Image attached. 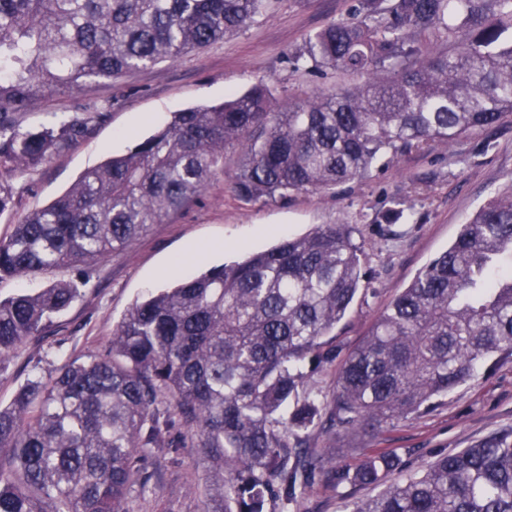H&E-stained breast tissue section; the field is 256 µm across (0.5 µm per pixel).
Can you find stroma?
Returning a JSON list of instances; mask_svg holds the SVG:
<instances>
[{"mask_svg":"<svg viewBox=\"0 0 512 512\" xmlns=\"http://www.w3.org/2000/svg\"><path fill=\"white\" fill-rule=\"evenodd\" d=\"M357 0H272L243 30L175 61L88 82L68 93L49 94L19 113L20 129L47 126L53 113L96 114L89 133L65 146L37 170L0 171V186L14 188L0 213V238L35 209L51 203L88 168L126 153L183 109L222 102L257 83L271 91L279 109L359 84V76L323 67L297 70L289 58L324 26L353 17ZM237 149L224 152V167L202 195L127 248L88 268L58 267L27 277L0 279V297L33 293L66 281L80 294L42 335L26 339L0 365V404L8 405L29 378L46 376L66 360L109 351L112 331L127 310L148 293L172 286L207 268L246 253L271 248L285 236L302 235L320 224H349L363 241L367 277L348 316L336 328V343L350 351L431 259L447 249L461 224L491 196L512 183V116L476 131L458 145L432 142L395 157L384 156L364 178L336 189L295 193L285 199L240 200L232 190ZM408 222L381 220L395 203ZM209 250L194 257V247ZM512 429V360H486L467 383L432 410L385 428L374 438L342 429H314L310 453L323 471L298 489L294 501L275 496L273 512H351L370 488L333 485L331 470L355 467L365 448H388L400 459L401 474L424 469L439 453L470 447ZM212 481L192 448H154L143 458L128 512H201Z\"/></svg>","mask_w":512,"mask_h":512,"instance_id":"1","label":"stroma"}]
</instances>
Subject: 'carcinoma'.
I'll return each mask as SVG.
<instances>
[{"label": "carcinoma", "mask_w": 512, "mask_h": 512, "mask_svg": "<svg viewBox=\"0 0 512 512\" xmlns=\"http://www.w3.org/2000/svg\"><path fill=\"white\" fill-rule=\"evenodd\" d=\"M265 0H0V168L35 170L83 138L96 113L53 115L21 131L16 115L64 93L174 61L243 29ZM454 46L428 53L416 38ZM298 69L364 78L276 111L263 84L178 112L124 155L82 173L0 238V277L89 266L179 212L238 148L245 201L322 192L385 155L453 145L512 115V0H358L350 21L311 35ZM349 224H321L241 261L214 266L136 302L106 355L36 377L0 406V512H128L151 448H181L169 397L196 427L192 447L223 476L202 512H269L321 468L305 433L322 424L308 374L339 355L336 326L364 276ZM80 293L71 282L0 298V364L41 335ZM512 357V184L426 265L344 359L329 422L377 434ZM395 453L370 449L333 483L385 486L352 512H512V430L388 482Z\"/></svg>", "instance_id": "obj_1"}]
</instances>
